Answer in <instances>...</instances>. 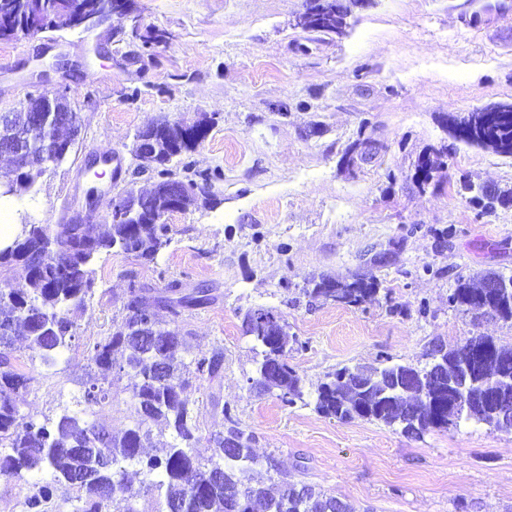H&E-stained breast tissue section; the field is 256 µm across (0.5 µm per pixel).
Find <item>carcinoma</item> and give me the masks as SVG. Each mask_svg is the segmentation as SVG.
Instances as JSON below:
<instances>
[{
	"label": "carcinoma",
	"instance_id": "1",
	"mask_svg": "<svg viewBox=\"0 0 512 512\" xmlns=\"http://www.w3.org/2000/svg\"><path fill=\"white\" fill-rule=\"evenodd\" d=\"M96 0H0V41L12 40L19 30L39 33L61 29L67 15L91 10ZM321 10L313 30L344 34L348 7L340 0H318L313 6ZM491 121L477 110L458 119V125L467 133L452 132L453 137L471 146L491 149L512 156V104L497 103ZM53 140L60 141L58 163H63L72 151L69 144L80 131L78 113H68V125L61 128L48 122ZM4 133L17 141L27 138L28 116L5 113ZM154 139L143 147L134 141V156L152 161L161 167L159 185L171 181L168 165L177 163L181 156L192 152L204 140L207 131L187 133L169 120L153 124ZM46 173L37 152L31 153L29 168L20 174L9 170L5 194L19 199L35 197L37 184ZM460 190L471 195V200L485 210L494 208L500 197L486 187L468 179L460 181ZM170 227L161 224H33L24 219L21 231L8 246L0 248V269L5 268L22 278L26 289L0 290V476L25 479L45 470L48 480L35 484L27 508L37 509L50 502L61 488L79 493L80 512H138L132 502L138 497L126 479L122 462H135L148 476L156 477L150 483L164 492L165 506L177 501L182 512H336L339 498L328 495L310 484L299 486L275 482L271 471L274 459L257 456L253 449L252 431L241 426L224 407V431L211 437L212 456L203 462L186 449L173 445L162 457L144 455L150 442V424L163 420L174 430L176 437L191 445L197 430L196 417L187 408L182 397L189 377L212 380L224 366V352L214 348L199 351L186 362L176 356L177 348L191 349L190 333L171 326L182 311L208 303L205 291H187L175 281L163 289L131 286L122 304L124 315L114 324L112 333L95 341L90 349V360L100 370L102 380L112 371L113 353L126 354L125 365L119 367L127 377L126 388L135 400L133 427L121 436L112 435L103 423L87 424L75 415L64 414L50 423L26 419L15 403L14 395L27 390L34 377L19 373L14 368L13 336L23 329L28 349L49 363L69 346L73 337L71 308L85 303L95 285L92 264L96 257L117 249L140 260L152 262L171 242ZM66 247L59 257L45 252L49 243ZM379 290V281L371 274H354L344 279L320 278L312 288L303 289L309 302L332 301L338 305L358 306ZM448 302L465 307L478 314L512 320V296L486 288H474L464 280L458 281ZM286 323L281 313L271 306L247 309L242 315V333L253 343V350L262 356L256 385L262 392L278 391L277 397L286 405L302 398L301 378L288 364V351L302 349L298 338L288 339ZM446 344L435 339L430 342L426 357ZM448 348V347H446ZM464 356L462 346L448 348V367H453ZM413 364H391L379 367L384 377L394 378L415 374ZM364 376L343 367L330 380L317 388L316 410L340 421L376 420L387 425L407 423L419 437L430 430L448 428L438 421L436 408L430 400L448 383H436L424 377L417 382L418 394L409 396L395 392L396 411L371 403L360 395L363 410L353 411L347 402L357 395L354 387ZM110 389L94 379L85 390L87 406L104 409L112 405ZM112 457V468L100 470L95 466L98 456ZM222 469L220 478L213 479L209 470ZM83 473L79 481L73 474Z\"/></svg>",
	"mask_w": 512,
	"mask_h": 512
}]
</instances>
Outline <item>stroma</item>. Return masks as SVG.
Wrapping results in <instances>:
<instances>
[{
  "label": "stroma",
  "mask_w": 512,
  "mask_h": 512,
  "mask_svg": "<svg viewBox=\"0 0 512 512\" xmlns=\"http://www.w3.org/2000/svg\"><path fill=\"white\" fill-rule=\"evenodd\" d=\"M343 2L350 13L341 36L296 26L314 0H131L138 39L116 17L90 32L0 41L1 111L44 86L66 87L84 122L69 158L23 203L35 223L84 205L88 155H120L113 192L141 186L158 170L132 156L137 130L162 117L213 118L172 173L213 194L215 206L169 215L172 241L155 261L116 250L96 259L93 294L71 315V348L47 365L15 343L17 369L35 378L18 406L40 423L65 413L95 421L81 403L98 374L88 340L111 333L130 284L178 280L212 297L184 312L179 327L194 348L224 352L220 377L186 393L200 460L228 405L254 432L258 456L355 512H512V429L464 421L413 439L315 409L317 385L344 366H422L436 338L452 346L484 335L512 346L511 320L448 302L458 278L512 274V156L454 139L447 123L512 102V0ZM472 13L475 28L461 21ZM154 30L159 38L143 44ZM60 54L66 70L40 81L42 65ZM363 137L377 140V154L347 165L346 148ZM443 147L432 184L419 185V158ZM464 175L508 200L488 212L473 205L460 191ZM392 242L401 250L376 269L374 298L308 305V278L366 272ZM256 305L276 307L306 343L288 353L304 393L294 405L250 386L260 357L241 323Z\"/></svg>",
  "instance_id": "obj_1"
}]
</instances>
